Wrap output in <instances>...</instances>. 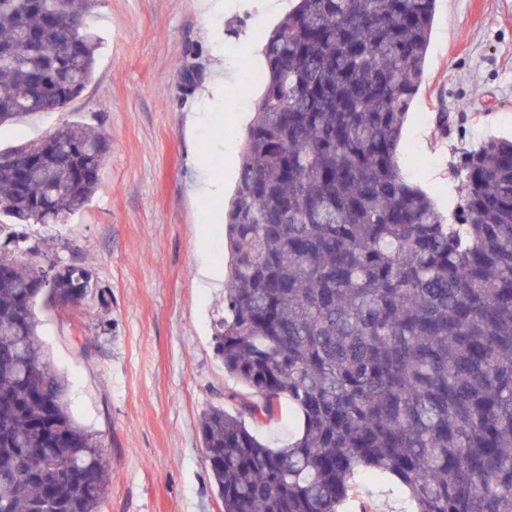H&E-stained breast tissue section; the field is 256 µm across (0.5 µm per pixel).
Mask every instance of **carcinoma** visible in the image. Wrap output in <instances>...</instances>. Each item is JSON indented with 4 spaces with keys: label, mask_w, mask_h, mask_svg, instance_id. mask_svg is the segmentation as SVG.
I'll use <instances>...</instances> for the list:
<instances>
[{
    "label": "carcinoma",
    "mask_w": 512,
    "mask_h": 512,
    "mask_svg": "<svg viewBox=\"0 0 512 512\" xmlns=\"http://www.w3.org/2000/svg\"><path fill=\"white\" fill-rule=\"evenodd\" d=\"M0 0V126L60 112L90 83L98 0ZM436 0H298L266 37L264 91L226 214L213 336L250 391L200 419L224 512H340L391 484L410 512H512V141L462 152L440 208L401 167ZM53 26L36 56L25 33ZM108 138L71 120L0 149V215L55 224L85 207ZM0 512H97L102 442L74 418L35 313L53 268L0 255ZM94 272L66 264L68 290ZM301 427L270 448L247 421L283 399Z\"/></svg>",
    "instance_id": "cac0c4a2"
}]
</instances>
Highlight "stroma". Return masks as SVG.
Segmentation results:
<instances>
[{
    "instance_id": "1",
    "label": "stroma",
    "mask_w": 512,
    "mask_h": 512,
    "mask_svg": "<svg viewBox=\"0 0 512 512\" xmlns=\"http://www.w3.org/2000/svg\"><path fill=\"white\" fill-rule=\"evenodd\" d=\"M103 38L92 82L68 110L0 127V147L40 138L63 120L101 129L110 153L97 192L59 224H13L0 253L22 235L39 265L83 261L95 299L61 308L40 298V339L69 383L74 418L101 437L111 483L99 512H222L209 481L199 419L235 411L243 387L224 371L213 336L224 312V213L244 133L262 85L198 113L215 52L224 83L263 68L262 39L277 18L256 11L208 15L198 0H99ZM193 69L185 86L181 67ZM454 119L441 136L435 118ZM512 137V0H437L425 77L403 132L411 180L436 171L447 188L461 148ZM223 180V199L194 194L196 161ZM207 265L212 285L200 287Z\"/></svg>"
}]
</instances>
